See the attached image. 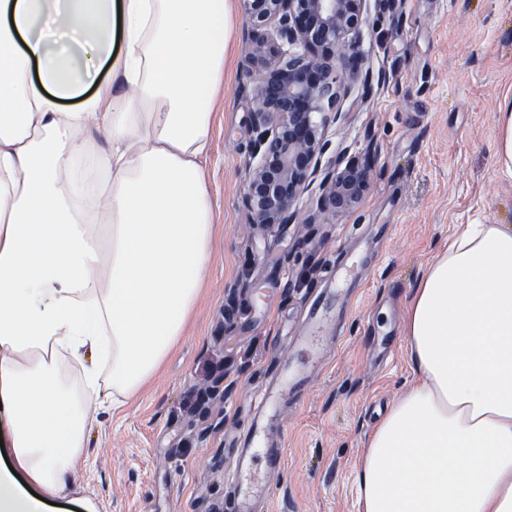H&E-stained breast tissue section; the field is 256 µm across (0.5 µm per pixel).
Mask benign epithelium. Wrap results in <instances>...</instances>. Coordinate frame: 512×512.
Listing matches in <instances>:
<instances>
[{
  "label": "benign epithelium",
  "mask_w": 512,
  "mask_h": 512,
  "mask_svg": "<svg viewBox=\"0 0 512 512\" xmlns=\"http://www.w3.org/2000/svg\"><path fill=\"white\" fill-rule=\"evenodd\" d=\"M249 22L248 62L255 81L243 205L253 224H293L297 200L313 184L333 208L349 209L368 186L363 162L329 154L316 115L336 109V52L357 38L367 0H240ZM301 46L298 54L286 46Z\"/></svg>",
  "instance_id": "1"
}]
</instances>
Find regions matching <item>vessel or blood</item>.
Listing matches in <instances>:
<instances>
[{
    "mask_svg": "<svg viewBox=\"0 0 512 512\" xmlns=\"http://www.w3.org/2000/svg\"><path fill=\"white\" fill-rule=\"evenodd\" d=\"M342 299L337 285L322 291L309 305L306 323L293 336L294 357L279 365L269 385L253 397L255 415L236 451L235 466L227 475L233 512H258L271 496L263 473L280 470L283 450L271 433L281 423L284 401L303 400L308 384L325 356L327 331Z\"/></svg>",
    "mask_w": 512,
    "mask_h": 512,
    "instance_id": "1",
    "label": "vessel or blood"
}]
</instances>
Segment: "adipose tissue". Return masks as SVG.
<instances>
[{"label": "adipose tissue", "mask_w": 512, "mask_h": 512, "mask_svg": "<svg viewBox=\"0 0 512 512\" xmlns=\"http://www.w3.org/2000/svg\"><path fill=\"white\" fill-rule=\"evenodd\" d=\"M228 18L229 0H0V512H99L73 495L89 433L186 331ZM404 335L418 382L365 450L363 512H512V226L434 257Z\"/></svg>", "instance_id": "adipose-tissue-1"}]
</instances>
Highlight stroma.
Listing matches in <instances>:
<instances>
[{"label": "stroma", "mask_w": 512, "mask_h": 512, "mask_svg": "<svg viewBox=\"0 0 512 512\" xmlns=\"http://www.w3.org/2000/svg\"><path fill=\"white\" fill-rule=\"evenodd\" d=\"M378 0L339 67L341 117L325 135L351 161L374 149L351 210L301 197L295 224L251 223L242 197L254 134L248 21L230 0L205 184L218 215L204 293L153 381L100 414L77 495L100 512H230L224 473L254 414L249 393L288 356L308 297L360 252L339 346L300 403L282 409L285 459L265 512H361L355 475L369 438L416 382L403 335L407 300L437 251L468 224L512 225V176L496 159L498 112L512 97V0ZM393 342L381 349L366 329Z\"/></svg>", "instance_id": "1"}]
</instances>
